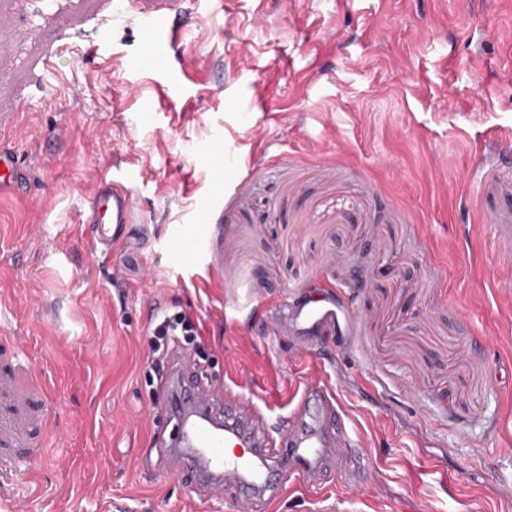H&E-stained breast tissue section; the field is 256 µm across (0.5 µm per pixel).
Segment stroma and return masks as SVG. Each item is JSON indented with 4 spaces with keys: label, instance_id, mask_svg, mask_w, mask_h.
I'll use <instances>...</instances> for the list:
<instances>
[{
    "label": "stroma",
    "instance_id": "stroma-1",
    "mask_svg": "<svg viewBox=\"0 0 512 512\" xmlns=\"http://www.w3.org/2000/svg\"><path fill=\"white\" fill-rule=\"evenodd\" d=\"M114 0H0V512H238L145 458L170 427L150 329L182 312L203 384L281 421L328 385L361 488L295 485L275 512H512V0H197L179 96ZM221 133L245 160L216 171ZM134 175L107 256L78 223ZM210 224L214 264L173 242ZM367 281L350 288L353 270ZM332 287L354 317L298 353L282 298ZM0 195L24 193L25 168L21 156L11 148L0 147Z\"/></svg>",
    "mask_w": 512,
    "mask_h": 512
}]
</instances>
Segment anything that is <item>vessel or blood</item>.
I'll return each instance as SVG.
<instances>
[{
	"instance_id": "obj_1",
	"label": "vessel or blood",
	"mask_w": 512,
	"mask_h": 512,
	"mask_svg": "<svg viewBox=\"0 0 512 512\" xmlns=\"http://www.w3.org/2000/svg\"><path fill=\"white\" fill-rule=\"evenodd\" d=\"M171 2L172 9L162 14L143 12L141 0H119L117 6L120 17L152 34L153 61L165 69L170 66L168 52L180 38L178 18L185 0ZM25 184L21 156L1 146L0 195L23 193ZM82 221L93 228L94 252H111L120 229L133 221V201L125 185L102 181ZM211 239L210 226L201 223L179 248L185 255H205ZM338 312V305L314 288L280 305L278 328L307 350L322 334L335 330ZM165 392V415L175 432L160 443L162 459L175 470L190 466L203 495L228 494L242 512H268L290 482L314 483L332 471L349 487L359 485L360 451L328 388L305 386L281 428L273 427L261 408L243 402L239 392L202 384L182 360L170 366Z\"/></svg>"
}]
</instances>
